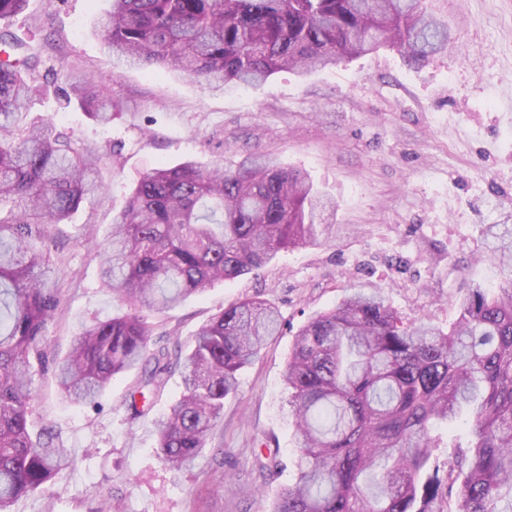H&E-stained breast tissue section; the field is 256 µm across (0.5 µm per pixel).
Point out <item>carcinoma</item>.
I'll use <instances>...</instances> for the list:
<instances>
[{
    "mask_svg": "<svg viewBox=\"0 0 512 512\" xmlns=\"http://www.w3.org/2000/svg\"><path fill=\"white\" fill-rule=\"evenodd\" d=\"M28 0H0V20ZM425 0H112L105 42L117 61L152 70L174 64L210 91L304 75L382 48L420 65L448 50V26ZM0 512L75 464L51 430L28 427L33 361L60 299L45 281L48 225L62 224L103 190L102 155L75 146L50 122L23 126L21 110L43 65L40 53L0 35ZM98 123L102 85H71ZM336 205L306 174L271 157L235 169L188 160L144 171L129 189L101 255L105 286L127 310L83 329L56 366L74 404L95 401L112 378L141 370L129 409L140 415L175 369L183 390L156 423L173 470L194 465L224 418L237 375L279 331L259 298L204 324L187 352L151 343L143 312L171 309L213 282L261 269L279 252L333 238L323 213ZM491 255L507 272L491 291L473 284L443 329L405 320L379 288L348 289L297 331L284 371L296 478L272 512H437L441 465L434 426L469 423L448 439L453 512H512V228Z\"/></svg>",
    "mask_w": 512,
    "mask_h": 512,
    "instance_id": "cac0c4a2",
    "label": "carcinoma"
}]
</instances>
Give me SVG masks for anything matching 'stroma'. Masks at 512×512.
I'll return each mask as SVG.
<instances>
[{
  "label": "stroma",
  "mask_w": 512,
  "mask_h": 512,
  "mask_svg": "<svg viewBox=\"0 0 512 512\" xmlns=\"http://www.w3.org/2000/svg\"><path fill=\"white\" fill-rule=\"evenodd\" d=\"M430 5L447 19L454 43L425 65L382 50L221 94L170 66L114 68L104 40L111 0H28L23 13L0 21V33L38 48L45 61L48 90L29 100L26 122L51 121L99 148L108 186L49 229L47 281L60 303L42 342L48 360L34 378L29 424L54 429L76 464L13 512H270L294 475L283 372L309 317L334 308L349 284L365 283L382 288L401 316L444 328L472 283H503L487 227L512 225V0ZM72 75L107 87L110 124L66 104L60 89ZM257 154L305 171L335 198L343 233L148 314L154 340L184 347L246 297L267 300L282 317L279 335L239 372L208 447L177 473L156 451L155 424L181 393V373L134 418L127 405L139 371L115 377L95 403L75 405L52 361L84 327L125 310L100 281L99 254L139 173L187 160L229 169Z\"/></svg>",
  "instance_id": "stroma-1"
}]
</instances>
